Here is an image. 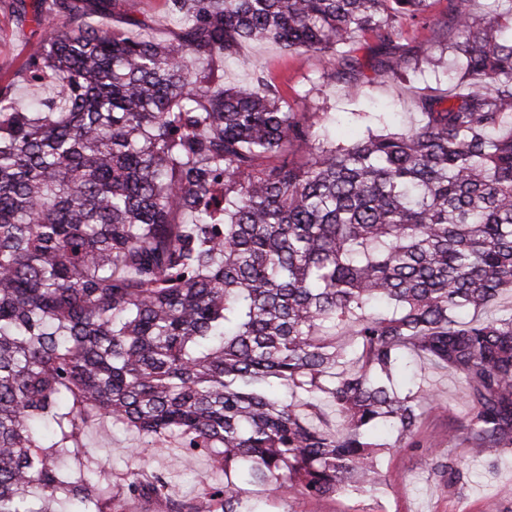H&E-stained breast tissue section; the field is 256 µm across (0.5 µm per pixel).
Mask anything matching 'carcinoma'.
<instances>
[{
  "label": "carcinoma",
  "instance_id": "carcinoma-1",
  "mask_svg": "<svg viewBox=\"0 0 512 512\" xmlns=\"http://www.w3.org/2000/svg\"><path fill=\"white\" fill-rule=\"evenodd\" d=\"M435 0H166L174 40L84 18L105 0H40L36 107L0 84V512H266L379 491L378 439L423 446L425 365L467 387L448 429L471 458L512 452V0H448L455 66L419 120L341 142L259 67L270 41L411 83L402 24ZM414 366L410 387L393 371ZM108 419L224 478L194 505L167 478L112 483L83 448Z\"/></svg>",
  "mask_w": 512,
  "mask_h": 512
}]
</instances>
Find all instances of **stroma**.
<instances>
[{"label":"stroma","mask_w":512,"mask_h":512,"mask_svg":"<svg viewBox=\"0 0 512 512\" xmlns=\"http://www.w3.org/2000/svg\"><path fill=\"white\" fill-rule=\"evenodd\" d=\"M37 0H0V80L13 82V92L21 101L52 96L53 87L31 80L25 64L37 50L42 32L35 25H18V6L33 8ZM446 0H436L431 23L422 26L404 22L403 41L413 56L425 60L424 76L434 81L446 72V64L430 66L438 59L439 46L448 37ZM134 15L146 21V36L158 41L173 40L179 22L168 14L164 0H136ZM363 64L359 75H339L322 80L324 60L312 53H288L269 42L243 47L238 60L227 64L224 78L229 82H246L254 66L266 68L274 77L283 97L300 112L328 113L338 139L348 140L364 133L366 126L356 118L360 112H384L390 124L398 125L416 118L415 100L399 81L376 76L369 48H361ZM427 383L435 397L421 423L426 435L421 448L395 446L397 433L384 429L383 438L392 446L381 458L386 479L383 492H362L324 501L296 497L286 502L270 499L266 489L253 486L251 498H266L272 512H512V453L496 462L472 460L468 450L449 445L448 428L459 424L466 411L467 389L452 372L429 369ZM85 451L97 457L113 476H126L141 468L168 477V493L181 501L200 498L217 474L210 460L200 459L193 471L184 470L177 450H157L151 440L112 423H95L84 437ZM463 462L457 480H449L448 462Z\"/></svg>","instance_id":"stroma-1"}]
</instances>
